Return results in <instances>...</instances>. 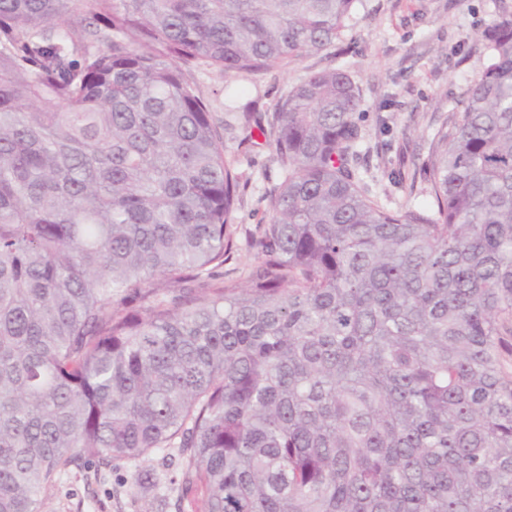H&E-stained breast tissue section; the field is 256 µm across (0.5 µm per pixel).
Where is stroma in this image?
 <instances>
[{"instance_id": "35a3bbf8", "label": "stroma", "mask_w": 512, "mask_h": 512, "mask_svg": "<svg viewBox=\"0 0 512 512\" xmlns=\"http://www.w3.org/2000/svg\"><path fill=\"white\" fill-rule=\"evenodd\" d=\"M504 12H512V0H359L353 25L326 51L271 72L195 70L215 123L226 127L224 158L242 176L237 248L225 272L240 275L255 265L249 242L269 222L268 194L279 181L273 146L243 142L241 113L272 117L309 73L343 67L362 99L356 171L363 185L387 208L429 210L432 189L422 168L432 139L482 67L478 32ZM144 471L150 485L134 484L132 474ZM179 499L178 469L155 454L116 470L70 467L45 493L42 512H191Z\"/></svg>"}]
</instances>
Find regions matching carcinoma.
Instances as JSON below:
<instances>
[{
	"instance_id": "cac0c4a2",
	"label": "carcinoma",
	"mask_w": 512,
	"mask_h": 512,
	"mask_svg": "<svg viewBox=\"0 0 512 512\" xmlns=\"http://www.w3.org/2000/svg\"><path fill=\"white\" fill-rule=\"evenodd\" d=\"M356 2L0 0V512L167 448L192 512H512V13L431 215L359 185L346 70L243 113L280 181L224 279L241 176L184 67L272 71Z\"/></svg>"
}]
</instances>
